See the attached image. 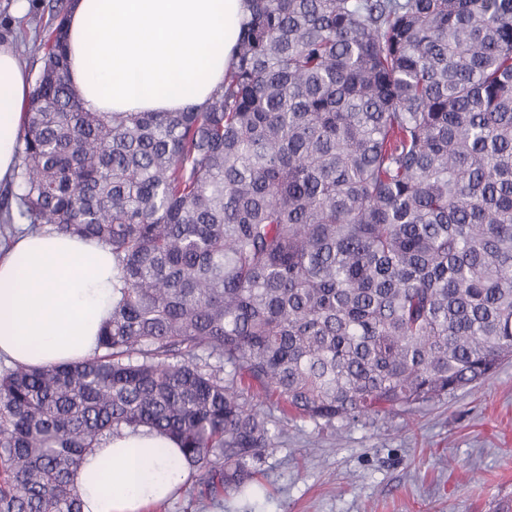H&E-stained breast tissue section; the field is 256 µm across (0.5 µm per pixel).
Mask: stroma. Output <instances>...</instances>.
<instances>
[{"label": "stroma", "instance_id": "35a3bbf8", "mask_svg": "<svg viewBox=\"0 0 512 512\" xmlns=\"http://www.w3.org/2000/svg\"><path fill=\"white\" fill-rule=\"evenodd\" d=\"M56 0H0V43L41 66L37 37ZM260 488L189 506L184 494L146 512H512V360L485 380L411 412L334 429L289 420L261 459Z\"/></svg>", "mask_w": 512, "mask_h": 512}]
</instances>
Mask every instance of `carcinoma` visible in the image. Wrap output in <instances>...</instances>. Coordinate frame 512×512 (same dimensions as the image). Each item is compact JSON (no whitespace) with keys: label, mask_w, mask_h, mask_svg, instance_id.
Masks as SVG:
<instances>
[{"label":"carcinoma","mask_w":512,"mask_h":512,"mask_svg":"<svg viewBox=\"0 0 512 512\" xmlns=\"http://www.w3.org/2000/svg\"><path fill=\"white\" fill-rule=\"evenodd\" d=\"M70 8L0 229L112 248L121 297L83 361L0 371V512H83L84 458L140 426L217 501L282 435L255 399L343 426L512 357V0H246L180 112L79 99Z\"/></svg>","instance_id":"cac0c4a2"}]
</instances>
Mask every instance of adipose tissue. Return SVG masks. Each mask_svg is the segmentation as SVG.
I'll list each match as a JSON object with an SVG mask.
<instances>
[{"mask_svg":"<svg viewBox=\"0 0 512 512\" xmlns=\"http://www.w3.org/2000/svg\"><path fill=\"white\" fill-rule=\"evenodd\" d=\"M245 0H74L66 21L76 94L98 112H178L223 84ZM32 92L13 48L0 44V182L9 181ZM110 247L56 232H23L0 253V361L74 362L92 354L118 298ZM177 444L124 431L88 456L76 481L84 512H143L184 481Z\"/></svg>","mask_w":512,"mask_h":512,"instance_id":"ef3b65f1","label":"adipose tissue"}]
</instances>
